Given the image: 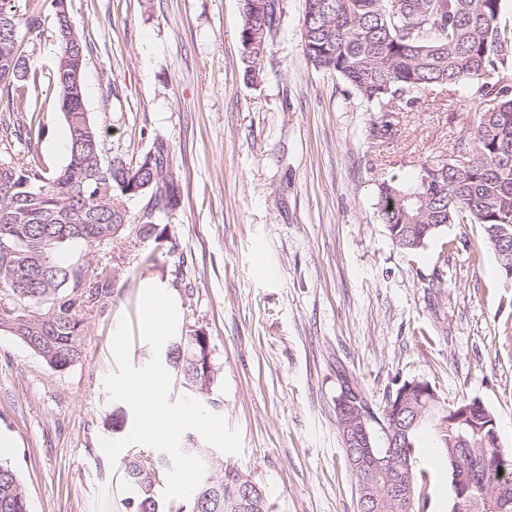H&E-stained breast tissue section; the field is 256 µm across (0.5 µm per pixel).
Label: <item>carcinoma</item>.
<instances>
[{
	"label": "carcinoma",
	"mask_w": 512,
	"mask_h": 512,
	"mask_svg": "<svg viewBox=\"0 0 512 512\" xmlns=\"http://www.w3.org/2000/svg\"><path fill=\"white\" fill-rule=\"evenodd\" d=\"M280 17L281 10L266 0H242L240 39L245 75L252 81L260 75ZM54 23L62 45L54 85L67 126L68 159L49 171L35 153L22 164L11 154L13 140L41 135L25 90L33 64L20 47L24 39L40 35L42 19L21 12L18 0H0V89L15 101L16 111L32 113L23 129L0 124V245L22 253L19 265L0 264V325L13 328L23 316L14 306L19 293L28 294L26 303L42 300L55 308L48 327L19 340L50 368L63 370L82 357L86 310L118 294L114 272L123 270L114 256L111 272H97L85 251L131 236L164 238L175 249L165 219L179 207L181 190L179 178L170 174V146L158 136L134 161L97 163L103 139L85 109L84 67L76 65L85 59L87 45L68 17L57 12ZM262 28L263 42L252 43V32ZM301 37L314 69L342 78L380 111L369 127L375 138L396 132V113L387 109L391 100L438 85L478 84L490 107L475 119L473 146H459L469 165L426 164L410 185L383 181L376 205L392 241L407 252L423 248L440 224L480 225L484 243L507 274L512 267V86L487 81V75L512 65V22L503 14V0H305ZM443 169V190L425 188L423 177ZM147 183L145 211L133 216L127 210L128 190ZM197 355L202 352L195 345L178 340L167 347L165 360L186 384L198 376ZM423 429L435 434L444 456L450 442L464 437L459 459L466 468L471 457L483 454L498 462L490 474L473 473L476 498L501 480L512 483V450L487 437L492 426L485 419L474 417L451 430L422 424L409 432V441ZM184 452L202 460L205 474L188 499L165 507L158 488L172 467L171 457L158 452L123 459L127 481L136 490L125 503L127 512H224L225 498L244 499L237 467L206 448ZM0 512H29L17 472L2 461Z\"/></svg>",
	"instance_id": "obj_1"
}]
</instances>
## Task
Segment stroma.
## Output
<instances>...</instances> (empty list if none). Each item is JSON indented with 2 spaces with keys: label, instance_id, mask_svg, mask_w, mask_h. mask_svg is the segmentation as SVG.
Segmentation results:
<instances>
[{
  "label": "stroma",
  "instance_id": "1",
  "mask_svg": "<svg viewBox=\"0 0 512 512\" xmlns=\"http://www.w3.org/2000/svg\"><path fill=\"white\" fill-rule=\"evenodd\" d=\"M256 81L245 77L241 0H66L87 41L84 103L104 134V159H137L162 135L182 181L171 217L178 256L154 242L121 245L130 266L92 312L75 364L53 370L0 331V459L18 473L30 512H125L134 490L100 455L128 434L133 412L110 400L113 334L128 318L130 363L151 346L136 327L146 283L162 281L178 328L211 343L213 413L240 435L224 459L251 474L269 512H357L336 418L342 376L374 411L407 380L452 406L481 400L512 448V285L476 224H450L415 252L392 241L376 209L381 182L411 183L422 165L455 158L487 108L476 87L417 93L398 132L373 139L355 90L307 63L303 0H281ZM44 25L24 48L37 69L42 137L15 143L54 169L67 154L51 78L62 51L52 0H22ZM154 252L155 268L139 266ZM431 432L415 512H452L454 493Z\"/></svg>",
  "mask_w": 512,
  "mask_h": 512
}]
</instances>
